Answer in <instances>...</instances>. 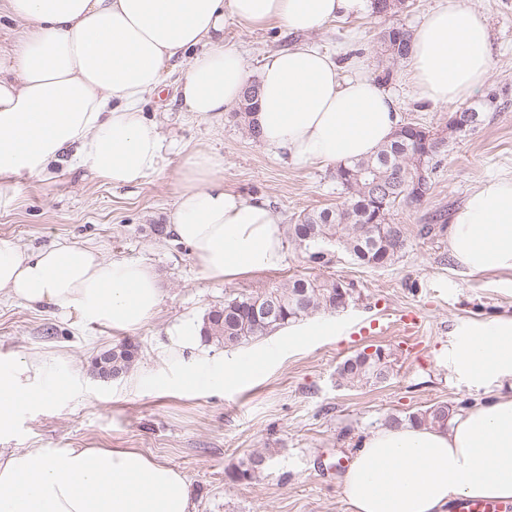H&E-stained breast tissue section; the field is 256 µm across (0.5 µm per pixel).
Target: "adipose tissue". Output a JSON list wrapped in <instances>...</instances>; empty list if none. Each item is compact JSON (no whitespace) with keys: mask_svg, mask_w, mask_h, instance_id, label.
<instances>
[{"mask_svg":"<svg viewBox=\"0 0 512 512\" xmlns=\"http://www.w3.org/2000/svg\"><path fill=\"white\" fill-rule=\"evenodd\" d=\"M22 26L0 46V210L23 181H56L86 169L115 185L141 183L171 151L143 106L183 69L186 111L220 117L259 85L253 116L262 142L298 164L366 158L390 140L396 98L364 59L343 71L345 47L300 42L268 56L250 76L224 42V22L276 23L307 33L369 13L370 0H5ZM487 22L466 0H437L412 32L408 79L418 100H464L487 81ZM224 159L188 150L168 231L186 245L205 279L232 281L279 268L281 217L265 201L227 189ZM448 252L471 274L512 272V175L483 182L455 212ZM0 296L49 306L116 332H134L161 300L148 265L107 260L87 246L21 250L0 241ZM199 328L168 332L161 363L178 379L135 375L157 392L221 391L249 381L266 357L226 364L198 353ZM448 365L482 394L448 427L380 426L356 443L341 481L350 512H449L460 498L512 500V315L471 322L456 336ZM70 375L44 355L0 359V433L26 409L50 406ZM0 512H194L186 475L136 448H14L0 451Z\"/></svg>","mask_w":512,"mask_h":512,"instance_id":"ef3b65f1","label":"adipose tissue"}]
</instances>
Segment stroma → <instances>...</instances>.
I'll use <instances>...</instances> for the list:
<instances>
[{"label":"stroma","instance_id":"1","mask_svg":"<svg viewBox=\"0 0 512 512\" xmlns=\"http://www.w3.org/2000/svg\"><path fill=\"white\" fill-rule=\"evenodd\" d=\"M406 3L395 16L332 21L306 39L330 51L347 30L358 29L362 37L350 53L363 57L372 75L385 78L402 121L442 128L457 103L418 101L404 80L407 62L390 66L381 54L382 29L414 27L436 0ZM467 3L486 18L493 46L489 77L467 103L478 105L494 92L505 110L488 113L483 124L449 140L427 197L394 210L391 221L403 225L406 241L391 265L360 266L341 253L324 268V275L354 284L348 307L330 315L337 335H309L304 345L289 347L275 333L246 344V351L256 354L275 347L280 353L241 387L159 394L133 388L125 376L100 379L92 362L101 350L128 338L140 349L135 372L175 378V368L156 359L168 330L201 324L229 295L281 288L289 278L311 273L299 248L287 244L279 269L230 282L205 280L187 247L152 231L166 223L179 191L183 157L177 153L137 187H115L85 171L51 183L26 182L16 207L0 211V240L22 248L64 241L95 247L107 259L142 261L156 272L163 299L149 323L127 337L74 315L1 299L0 359L45 354L60 361L72 383L58 404L17 416L11 431L0 436V448H136L189 477L195 512H348L340 482L358 437L391 414L405 416L437 402L456 412L473 401L478 392L449 369L448 350L459 326L512 314V273H463L448 253L445 227L474 188L512 173V0ZM298 40L274 24L224 25L225 43L237 47L253 71L267 55ZM178 75L171 69L144 112L166 140L223 155L225 188L265 200L286 225L302 213L340 203L331 167H299L275 157L232 114L210 119L182 111ZM437 220L441 229L420 235L422 225ZM378 345L393 353L390 379L374 386L341 385L338 366ZM258 451L270 453L269 468L252 482L233 481V468Z\"/></svg>","mask_w":512,"mask_h":512}]
</instances>
